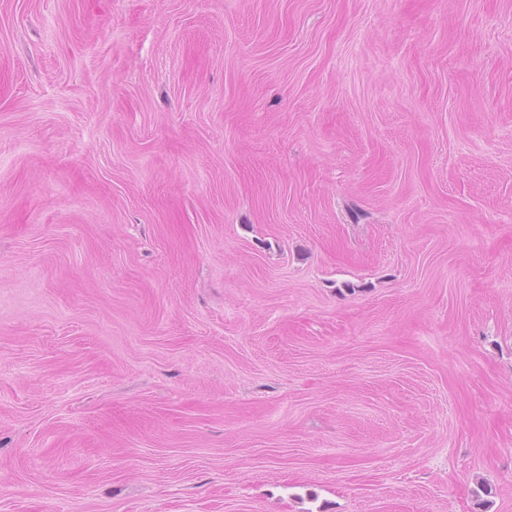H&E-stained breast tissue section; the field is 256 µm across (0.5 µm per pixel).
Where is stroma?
Returning <instances> with one entry per match:
<instances>
[{"label":"stroma","mask_w":512,"mask_h":512,"mask_svg":"<svg viewBox=\"0 0 512 512\" xmlns=\"http://www.w3.org/2000/svg\"><path fill=\"white\" fill-rule=\"evenodd\" d=\"M0 512H512V0H0Z\"/></svg>","instance_id":"1"}]
</instances>
